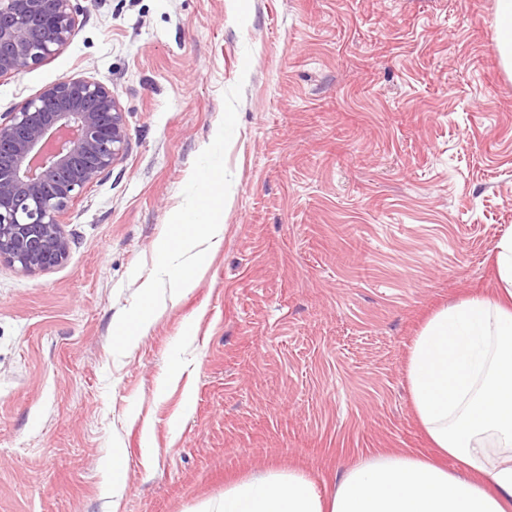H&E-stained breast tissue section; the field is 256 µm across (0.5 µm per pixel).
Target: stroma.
Returning a JSON list of instances; mask_svg holds the SVG:
<instances>
[{"label":"stroma","mask_w":512,"mask_h":512,"mask_svg":"<svg viewBox=\"0 0 512 512\" xmlns=\"http://www.w3.org/2000/svg\"><path fill=\"white\" fill-rule=\"evenodd\" d=\"M75 5L69 45L0 81V114L92 77L130 148L69 209L63 265H0V512H194L269 469L325 491L368 449L432 454L409 348L444 304L495 293L512 229L493 0ZM239 81L223 240L115 356ZM128 462L124 450L112 451V497L118 496L126 482Z\"/></svg>","instance_id":"35a3bbf8"}]
</instances>
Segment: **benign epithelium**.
Returning a JSON list of instances; mask_svg holds the SVG:
<instances>
[{
  "instance_id": "7a95c632",
  "label": "benign epithelium",
  "mask_w": 512,
  "mask_h": 512,
  "mask_svg": "<svg viewBox=\"0 0 512 512\" xmlns=\"http://www.w3.org/2000/svg\"><path fill=\"white\" fill-rule=\"evenodd\" d=\"M76 28L72 0H0V80L58 54ZM128 146L125 112L89 77L63 78L3 114L0 265L40 273L66 261V213Z\"/></svg>"
}]
</instances>
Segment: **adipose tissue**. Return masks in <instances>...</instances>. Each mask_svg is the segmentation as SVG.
I'll list each match as a JSON object with an SVG mask.
<instances>
[{
  "label": "adipose tissue",
  "instance_id": "adipose-tissue-1",
  "mask_svg": "<svg viewBox=\"0 0 512 512\" xmlns=\"http://www.w3.org/2000/svg\"><path fill=\"white\" fill-rule=\"evenodd\" d=\"M500 293L432 315L407 362L414 415L446 468L370 451L320 492L303 472L233 484L207 512H512V230L496 246Z\"/></svg>",
  "mask_w": 512,
  "mask_h": 512
}]
</instances>
